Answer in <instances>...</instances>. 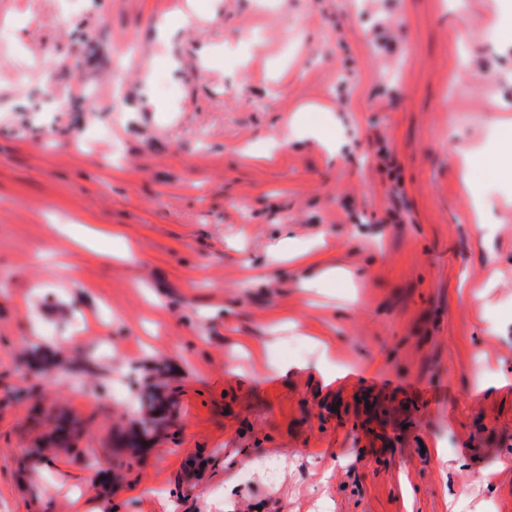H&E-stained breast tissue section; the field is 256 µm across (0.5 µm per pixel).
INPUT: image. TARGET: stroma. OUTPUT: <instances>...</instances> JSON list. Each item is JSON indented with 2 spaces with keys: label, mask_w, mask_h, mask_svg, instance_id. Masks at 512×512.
<instances>
[{
  "label": "stroma",
  "mask_w": 512,
  "mask_h": 512,
  "mask_svg": "<svg viewBox=\"0 0 512 512\" xmlns=\"http://www.w3.org/2000/svg\"><path fill=\"white\" fill-rule=\"evenodd\" d=\"M180 2L0 0V512H512V177L448 151L512 122V0H220L158 43ZM299 141L315 142L322 145L330 154H336V137L331 130L319 126H292L289 130V137ZM284 247L297 257L300 267L305 269L308 276L312 277L309 282L311 287H319L327 282L336 281V276H342V269L336 263L335 250L329 249L324 242L317 245H296L288 239ZM334 255L335 260L333 259Z\"/></svg>",
  "instance_id": "35a3bbf8"
}]
</instances>
